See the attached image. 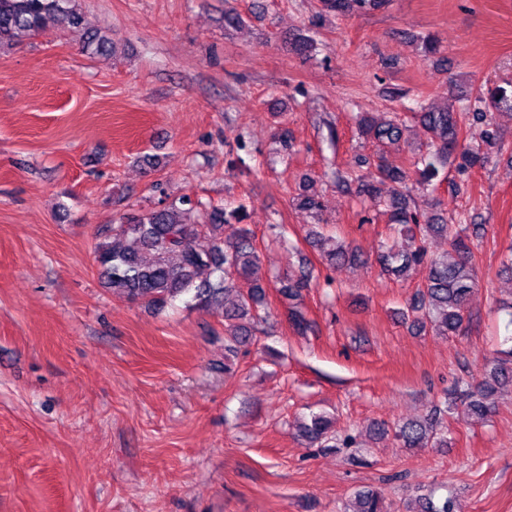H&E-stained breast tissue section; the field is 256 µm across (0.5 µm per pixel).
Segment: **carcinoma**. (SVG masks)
Returning <instances> with one entry per match:
<instances>
[{
    "label": "carcinoma",
    "instance_id": "carcinoma-1",
    "mask_svg": "<svg viewBox=\"0 0 512 512\" xmlns=\"http://www.w3.org/2000/svg\"><path fill=\"white\" fill-rule=\"evenodd\" d=\"M322 10L349 16L385 7L387 0H320ZM49 27L66 29L81 42L89 54L109 51L111 41L104 35L83 27L77 0H0V46L12 45L24 37L35 35ZM287 49L306 54L314 49L311 37L294 34L288 38ZM484 109L476 113L484 122L481 139L473 143L461 136V113L446 109L422 107L414 113L419 125L429 135L430 150L416 154L414 167L430 186L446 167L448 156L455 155L458 167L469 171L483 168L492 155L501 150L497 111L512 109V94L500 88L489 89L479 96ZM361 136L380 147L373 170L364 176L351 178L336 170V183L346 191L354 190L365 196L373 206L383 207L389 223L409 240V246H386L379 256L381 272L403 280L412 270L423 276V286L408 306L413 319L411 328L430 331L437 336H457L471 322L468 299L476 287L478 276L474 238L480 228L467 224H450L440 213H420L411 206L406 171L391 167L385 149H400L406 143V125L396 113L381 120L361 112L355 117ZM388 182L390 191L383 196L377 184ZM300 210L322 221L323 204L307 186L292 198ZM205 208L208 222L189 224L187 216ZM247 217L244 205L228 211L222 205L203 203L183 195L158 206L123 216L120 223L101 233L95 249L99 277L112 294L132 302L143 301L157 311L165 310L180 296L189 295L199 305L213 308L224 317L225 351L234 355L251 343L255 326L266 320V288L270 282L259 278L260 253L250 229L240 226L237 236L228 241L219 230L226 224L242 223ZM430 236L448 240V251L435 256L428 251ZM125 238L132 246L120 248L113 240ZM328 267H339L358 260L352 248L334 244L324 255ZM311 286L310 275L287 278L278 283V291L292 301L286 311L291 326L298 332L307 329L308 320L294 301ZM236 294L232 305L227 296ZM512 386V346L497 349L486 357L479 373L451 389L444 401L425 417L407 420L394 426V436L405 448H437L447 443L449 415L462 412L478 421L489 420L496 411V394ZM330 418L323 412L311 413L299 423L298 435L308 444L327 437ZM358 508L352 512H387L380 495L372 490L356 494ZM419 512H451L450 501H434L424 494L418 499Z\"/></svg>",
    "mask_w": 512,
    "mask_h": 512
}]
</instances>
